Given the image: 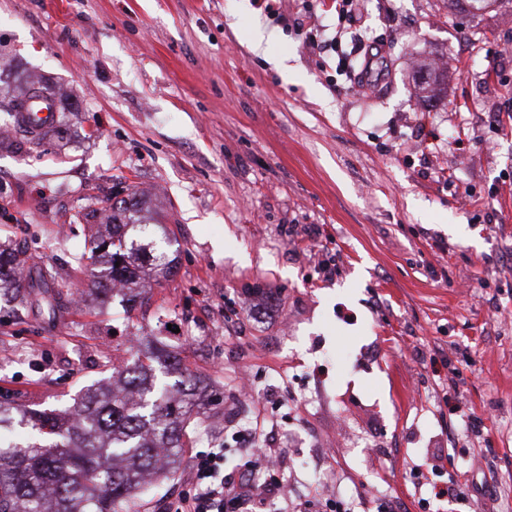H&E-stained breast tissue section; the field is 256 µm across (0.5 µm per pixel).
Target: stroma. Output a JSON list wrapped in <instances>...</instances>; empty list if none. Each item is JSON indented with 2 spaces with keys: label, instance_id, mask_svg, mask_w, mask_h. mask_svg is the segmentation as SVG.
<instances>
[{
  "label": "stroma",
  "instance_id": "35a3bbf8",
  "mask_svg": "<svg viewBox=\"0 0 512 512\" xmlns=\"http://www.w3.org/2000/svg\"><path fill=\"white\" fill-rule=\"evenodd\" d=\"M360 40L379 50L373 91L356 79ZM508 43L512 0L476 13L360 0L351 15L334 0H0V110L41 81L65 114L40 143L0 137V250L56 268L70 292L89 234L72 216L104 221L96 199L116 186L178 243L173 275L146 282L133 309L90 288L50 323L0 304V402L69 405L126 362L125 337L156 336L208 404L176 474L129 512H167L196 457L216 449L237 473L230 440L244 422L314 433L281 447L292 489L273 512L335 497L318 482L325 469L365 485V512L505 508ZM366 343L378 352L368 369L356 363ZM242 370L284 398L281 417L236 396ZM452 475L466 499L451 508L421 482Z\"/></svg>",
  "mask_w": 512,
  "mask_h": 512
}]
</instances>
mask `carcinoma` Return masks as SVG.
<instances>
[{"label":"carcinoma","instance_id":"cac0c4a2","mask_svg":"<svg viewBox=\"0 0 512 512\" xmlns=\"http://www.w3.org/2000/svg\"><path fill=\"white\" fill-rule=\"evenodd\" d=\"M50 98L43 83H30L10 101L5 124L30 142L40 141L38 119L24 113ZM103 202L123 211L125 222L107 224L92 238L79 284L107 294L113 289L106 284L118 283L127 302L141 303L144 276L175 272L176 240L141 215L135 192L121 197L111 191ZM57 277L52 266H34L19 277L0 255V288L26 282L18 293L22 317L55 318ZM170 358L162 342L145 337L124 366L68 409L14 411L0 405V512H126L145 477L175 474L199 387L191 379L160 387L157 367L168 368Z\"/></svg>","mask_w":512,"mask_h":512}]
</instances>
